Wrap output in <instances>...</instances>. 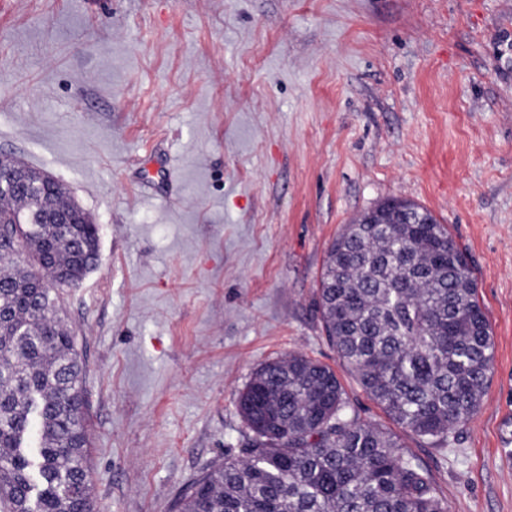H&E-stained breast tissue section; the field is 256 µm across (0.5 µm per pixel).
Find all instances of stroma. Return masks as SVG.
I'll list each match as a JSON object with an SVG mask.
<instances>
[{
  "instance_id": "1",
  "label": "stroma",
  "mask_w": 512,
  "mask_h": 512,
  "mask_svg": "<svg viewBox=\"0 0 512 512\" xmlns=\"http://www.w3.org/2000/svg\"><path fill=\"white\" fill-rule=\"evenodd\" d=\"M0 154L98 228L56 290L94 512H175L248 446L237 395L291 353L394 430L317 305L331 242L390 198L447 225L495 343L455 443L401 441L448 512H512V0H0Z\"/></svg>"
}]
</instances>
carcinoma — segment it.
<instances>
[{"label":"carcinoma","mask_w":512,"mask_h":512,"mask_svg":"<svg viewBox=\"0 0 512 512\" xmlns=\"http://www.w3.org/2000/svg\"><path fill=\"white\" fill-rule=\"evenodd\" d=\"M63 192L20 185L0 212L23 231L0 236V512H92L88 397L47 255L78 283L94 265L85 211L51 224ZM345 225L331 244L318 309L339 363L398 427L446 448L479 410L494 340L464 251L423 206ZM253 442L180 494L177 512H448L431 470L392 433L359 420L336 371L299 354L269 362L238 393Z\"/></svg>","instance_id":"obj_1"}]
</instances>
